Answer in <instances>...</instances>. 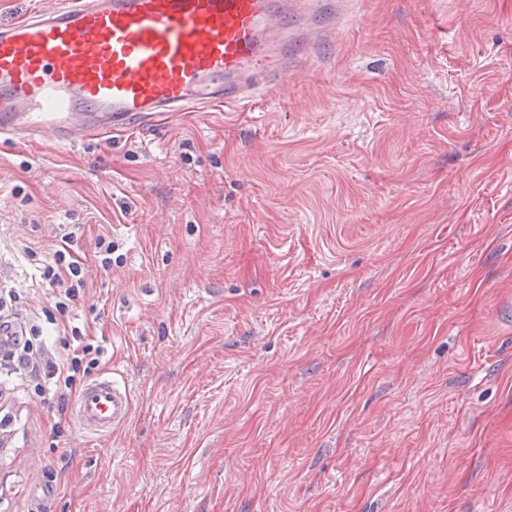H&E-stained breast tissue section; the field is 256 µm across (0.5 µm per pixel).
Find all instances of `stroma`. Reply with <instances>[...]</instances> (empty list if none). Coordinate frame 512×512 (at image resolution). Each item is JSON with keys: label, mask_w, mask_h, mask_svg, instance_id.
I'll use <instances>...</instances> for the list:
<instances>
[{"label": "stroma", "mask_w": 512, "mask_h": 512, "mask_svg": "<svg viewBox=\"0 0 512 512\" xmlns=\"http://www.w3.org/2000/svg\"><path fill=\"white\" fill-rule=\"evenodd\" d=\"M105 227L131 420L0 404V512H512V0H355L287 93L0 142V284Z\"/></svg>", "instance_id": "obj_1"}]
</instances>
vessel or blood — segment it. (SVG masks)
Segmentation results:
<instances>
[{"label":"vessel or blood","instance_id":"vessel-or-blood-1","mask_svg":"<svg viewBox=\"0 0 512 512\" xmlns=\"http://www.w3.org/2000/svg\"><path fill=\"white\" fill-rule=\"evenodd\" d=\"M334 0H57L0 26V136L75 145L274 94L341 22ZM72 413L102 439L126 382L86 384Z\"/></svg>","mask_w":512,"mask_h":512}]
</instances>
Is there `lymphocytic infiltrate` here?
<instances>
[{
  "mask_svg": "<svg viewBox=\"0 0 512 512\" xmlns=\"http://www.w3.org/2000/svg\"><path fill=\"white\" fill-rule=\"evenodd\" d=\"M80 225L60 234L51 251L29 250L45 303L32 309L15 288L0 289V317H24L27 333L15 339L7 353H0V379L20 381L37 397L54 400L52 428L64 437L69 400L105 363V347L75 324L72 313L85 302L87 267L76 250Z\"/></svg>",
  "mask_w": 512,
  "mask_h": 512,
  "instance_id": "lymphocytic-infiltrate-1",
  "label": "lymphocytic infiltrate"
}]
</instances>
